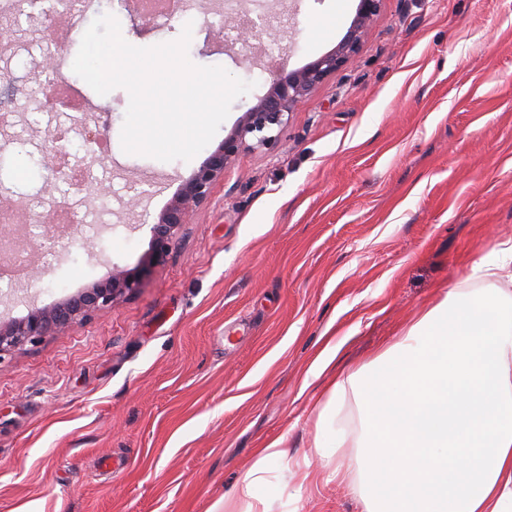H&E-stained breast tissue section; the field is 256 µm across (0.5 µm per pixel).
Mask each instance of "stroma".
<instances>
[{
    "mask_svg": "<svg viewBox=\"0 0 512 512\" xmlns=\"http://www.w3.org/2000/svg\"><path fill=\"white\" fill-rule=\"evenodd\" d=\"M142 22L97 11L22 22L0 85L27 87L35 65L96 15L141 46L179 38L188 57L251 82L215 138L269 89L260 56L224 43L230 5L191 0ZM357 0H280L258 39L288 69L334 49ZM50 91L80 107L35 111L18 97L0 125V195L15 222L75 216L70 239L39 240L34 269L0 288V319L25 316L144 257L147 226L205 159L123 152L129 94L101 96L67 71ZM103 164L81 192L44 161ZM28 159L31 176L14 175ZM106 208L93 210L95 196ZM512 239V0H382L358 53L289 116L276 143L242 151L181 227L142 288L84 323L0 357V512H211L257 449L288 461L263 474L268 512H361L313 448L317 399L374 361ZM307 470L306 481L296 474Z\"/></svg>",
    "mask_w": 512,
    "mask_h": 512,
    "instance_id": "1",
    "label": "stroma"
}]
</instances>
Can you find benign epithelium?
I'll list each match as a JSON object with an SVG mask.
<instances>
[{"mask_svg": "<svg viewBox=\"0 0 512 512\" xmlns=\"http://www.w3.org/2000/svg\"><path fill=\"white\" fill-rule=\"evenodd\" d=\"M381 3L382 0H359L357 16L335 50L301 69L290 72L283 67L279 69L269 92L243 113L236 127L149 225L147 265L138 269L114 266L107 277L49 307H34L21 319L1 320L0 358L26 344H35L63 332L141 288L148 267L165 262L189 213L209 199L214 184L224 176V170L243 150L251 147L249 140L263 147L276 143L273 131L282 128L290 113L358 52L379 14ZM25 229L24 225L1 226L0 247H8L14 238L26 239Z\"/></svg>", "mask_w": 512, "mask_h": 512, "instance_id": "7a95c632", "label": "benign epithelium"}]
</instances>
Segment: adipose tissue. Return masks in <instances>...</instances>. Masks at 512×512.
Instances as JSON below:
<instances>
[{
  "instance_id": "obj_1",
  "label": "adipose tissue",
  "mask_w": 512,
  "mask_h": 512,
  "mask_svg": "<svg viewBox=\"0 0 512 512\" xmlns=\"http://www.w3.org/2000/svg\"><path fill=\"white\" fill-rule=\"evenodd\" d=\"M471 277L476 287L449 288L319 405L318 451L345 443L332 433L337 403L358 407V473L333 474L362 512H512V240ZM290 455L277 441L260 449L224 512H266L256 487Z\"/></svg>"
}]
</instances>
